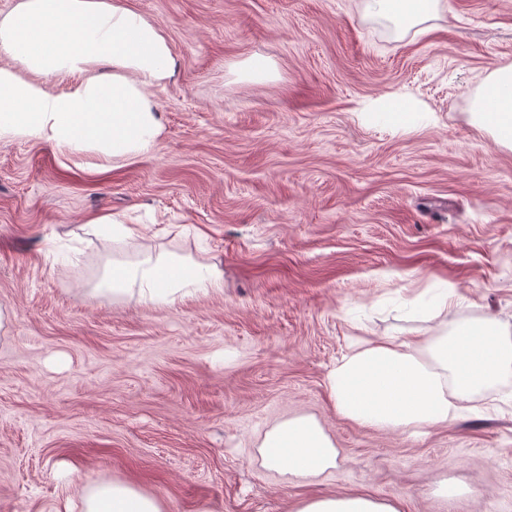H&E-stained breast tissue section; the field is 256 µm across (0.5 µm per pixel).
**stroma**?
I'll list each match as a JSON object with an SVG mask.
<instances>
[{"mask_svg":"<svg viewBox=\"0 0 512 512\" xmlns=\"http://www.w3.org/2000/svg\"><path fill=\"white\" fill-rule=\"evenodd\" d=\"M176 60L134 160L0 139V512H81L112 480L165 512H289L367 492L403 512H512V380L412 435L341 417L355 339L512 327V147L476 95L512 65V0H440L396 29L365 0H128ZM265 63L255 77L251 61ZM418 109L382 117L383 100ZM217 265L170 305L93 300L133 241ZM315 416L339 455L297 477L264 434ZM92 231L111 230L113 240L125 241L128 239L143 238L142 231L138 227L123 224L120 218L114 214L101 215L89 220L87 225Z\"/></svg>","mask_w":512,"mask_h":512,"instance_id":"obj_1","label":"stroma"}]
</instances>
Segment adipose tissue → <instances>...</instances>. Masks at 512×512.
Wrapping results in <instances>:
<instances>
[{
    "label": "adipose tissue",
    "instance_id": "obj_1",
    "mask_svg": "<svg viewBox=\"0 0 512 512\" xmlns=\"http://www.w3.org/2000/svg\"><path fill=\"white\" fill-rule=\"evenodd\" d=\"M438 0H368L400 29L421 23ZM175 71L160 28L125 0H18L0 19V138L32 137L57 147L132 159L150 151L162 127L155 87ZM68 88L53 91L59 77ZM473 111L512 145V65L485 80ZM213 265L168 255L114 264L91 291L110 299L131 292L170 304L189 286L218 289ZM512 377V329L494 317L461 322L417 340L355 342L328 375L337 413L361 426L414 434L447 423L484 390ZM264 462L301 477L336 464L337 451L318 421L299 415L268 431ZM83 512H165L156 496L122 482L88 486ZM293 512H402L400 501L359 493L317 495Z\"/></svg>",
    "mask_w": 512,
    "mask_h": 512
}]
</instances>
